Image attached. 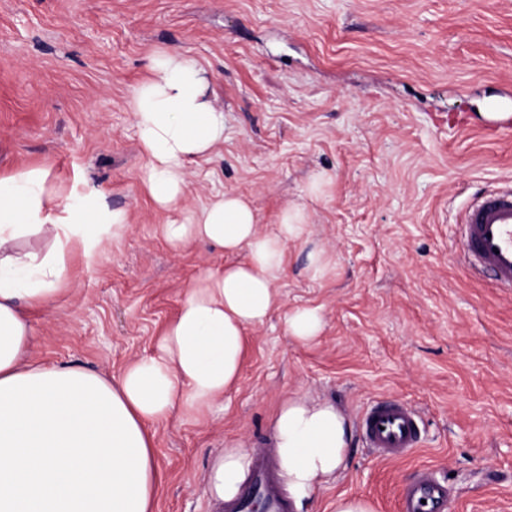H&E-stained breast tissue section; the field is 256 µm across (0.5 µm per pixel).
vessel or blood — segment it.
Wrapping results in <instances>:
<instances>
[{
    "mask_svg": "<svg viewBox=\"0 0 512 512\" xmlns=\"http://www.w3.org/2000/svg\"><path fill=\"white\" fill-rule=\"evenodd\" d=\"M459 260L473 274L489 275L493 285L512 294V182L487 190L461 215ZM367 448L382 458H399L417 448L422 438L419 412L403 400L374 401L359 417ZM268 512H289L275 477L272 456L259 451L251 484L224 512H251L255 498ZM454 497L447 483L431 472L419 473L400 492V512H449Z\"/></svg>",
    "mask_w": 512,
    "mask_h": 512,
    "instance_id": "b4317fda",
    "label": "vessel or blood"
}]
</instances>
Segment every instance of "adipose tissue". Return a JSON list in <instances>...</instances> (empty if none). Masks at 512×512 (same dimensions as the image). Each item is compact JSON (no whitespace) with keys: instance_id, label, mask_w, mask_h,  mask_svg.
<instances>
[{"instance_id":"adipose-tissue-1","label":"adipose tissue","mask_w":512,"mask_h":512,"mask_svg":"<svg viewBox=\"0 0 512 512\" xmlns=\"http://www.w3.org/2000/svg\"><path fill=\"white\" fill-rule=\"evenodd\" d=\"M204 67L167 51L151 56L131 110L146 163L141 185L159 210L186 199L188 164L224 141V113L207 93ZM124 210L96 186L63 194L50 166L0 177V512H155L161 480L154 424L174 413L206 415L240 378L245 336L279 299L289 242L308 214L287 206L277 230L260 232L250 202L227 192L162 225L172 250L201 244L244 261L208 267L187 289L154 354L107 379L74 363L31 362L28 308L53 303L66 282V255L94 259L127 231ZM347 416L329 401L288 398L272 423L277 465L295 503L311 500L344 470ZM248 455L225 448L210 466L217 503L237 496Z\"/></svg>"}]
</instances>
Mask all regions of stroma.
<instances>
[{
	"mask_svg": "<svg viewBox=\"0 0 512 512\" xmlns=\"http://www.w3.org/2000/svg\"><path fill=\"white\" fill-rule=\"evenodd\" d=\"M172 49L208 71L224 112L217 154L187 169L188 207L236 192L262 232L292 204L309 225L288 246L279 306L247 333L235 388L202 421L157 425V512H215L216 453L269 446L296 394L353 423L400 397L425 423L393 461L354 433L314 512L341 494L398 512L425 468L454 491L451 512H512V295L457 259L465 205L512 179V0H0V176L47 164L129 218L119 246L68 255V291L31 314L35 360L119 374L153 352L187 285L228 261L172 251L160 227L174 215L140 185L130 102L149 57ZM313 248L331 260L320 279L305 269ZM298 307L322 315L312 341L286 331Z\"/></svg>",
	"mask_w": 512,
	"mask_h": 512,
	"instance_id": "stroma-1",
	"label": "stroma"
}]
</instances>
